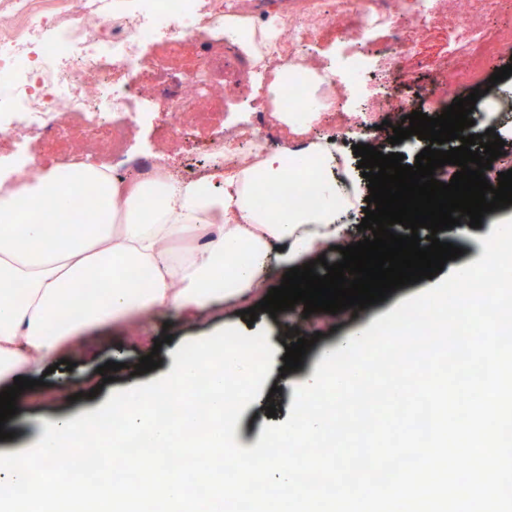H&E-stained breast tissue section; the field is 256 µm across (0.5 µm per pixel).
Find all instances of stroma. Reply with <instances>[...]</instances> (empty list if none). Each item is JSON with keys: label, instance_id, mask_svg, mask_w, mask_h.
<instances>
[{"label": "stroma", "instance_id": "1", "mask_svg": "<svg viewBox=\"0 0 512 512\" xmlns=\"http://www.w3.org/2000/svg\"><path fill=\"white\" fill-rule=\"evenodd\" d=\"M348 38V31L330 25L304 42L301 49L310 56L323 58L340 70L346 65ZM385 42V37L379 31L366 32L360 38L358 48L368 59L370 69L358 102L359 109L342 115L325 113L318 126L319 132L336 137L339 150L347 156L350 167L354 169L355 207L349 213V223L342 226L345 238L353 241L358 238L357 223L364 216L365 199L369 194L367 185L356 172L359 159L353 154L354 145L376 144L377 127L389 118L387 110L381 107L382 102L396 97L405 98L412 101L418 110L432 111L433 105L424 93L425 87L432 83L442 65L453 68L463 66L465 62V47L449 45L447 31L436 28L426 39L416 41L411 50L418 82L408 85L399 82L395 68L390 66L389 55L384 49ZM224 84L227 88L224 107L210 126L186 127L178 140H171L168 136L171 122L169 113L164 111L162 105L148 103L144 109L149 117L136 126L124 158L114 161L110 157L97 155L91 157V164L109 166L119 176L129 175L133 164L143 155L168 164L179 173L203 165L213 139L227 130L261 125L266 111L262 84L257 78L243 77L237 57L228 55L224 58ZM65 151L66 145L60 140L45 141L30 137L19 142L0 137L2 160L26 154L42 166L53 167L60 164ZM510 218L512 205L485 214L481 227L471 229L468 238H457L450 230L438 232L440 241L455 244L463 250L457 259L446 262L445 272L477 261L482 238L491 233L495 224ZM431 285V280L426 278L404 286L390 293L383 302L359 310L357 314L337 315L335 322L330 324L323 323L313 314L304 323H297L296 314L291 310L279 312L274 317L261 312L254 323L249 324L240 317L241 311L246 308L245 302L222 298L208 309H161L132 327L115 325L98 329L87 338L80 355L61 350V358L73 360V369L58 367L46 375L44 385L27 390L17 414L8 421V429L13 436L0 441V452L24 447L46 420L62 416L78 417L96 411L112 393L159 379L173 368L174 353L184 342L203 339L229 326L251 335L258 331L265 332L274 349L272 367L259 396L248 405L235 429L237 443L255 446L265 425H278L288 419L295 386L306 383L316 373L325 350L348 342L360 327L371 326L401 302L429 289ZM299 326L303 327L305 338L313 339L314 344L299 369L285 374L281 371L285 354L283 343L287 335L294 333ZM154 349L159 352L160 367L137 374L136 366L140 358ZM109 361L119 363L120 368L115 373L114 381L107 383L98 369ZM271 405L276 408V415L272 418L267 415V408Z\"/></svg>", "mask_w": 512, "mask_h": 512}]
</instances>
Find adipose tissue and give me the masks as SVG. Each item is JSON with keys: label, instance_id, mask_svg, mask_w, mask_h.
<instances>
[{"label": "adipose tissue", "instance_id": "obj_1", "mask_svg": "<svg viewBox=\"0 0 512 512\" xmlns=\"http://www.w3.org/2000/svg\"><path fill=\"white\" fill-rule=\"evenodd\" d=\"M311 159L328 162L323 138L299 149L262 146L254 160L232 167L214 160L192 182L162 167L125 181L85 162L45 170L19 188L0 177V378L21 368L39 371L61 348L112 322L160 307L204 308L216 296L264 288L273 244H281L279 260L290 266L336 238L343 189L333 181L320 182L322 202L314 209L260 210L252 203L259 185L281 182ZM89 182L111 208L92 217V229L49 237L40 221L45 202H52L57 223H72L69 203ZM19 191L30 202L23 215ZM148 199L156 206L147 214ZM129 266L148 268L149 279L127 278ZM92 281L102 292L89 297L83 290ZM17 283L25 287L20 301Z\"/></svg>", "mask_w": 512, "mask_h": 512}]
</instances>
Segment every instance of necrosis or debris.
Here are the masks:
<instances>
[{
	"instance_id": "1",
	"label": "necrosis or debris",
	"mask_w": 512,
	"mask_h": 512,
	"mask_svg": "<svg viewBox=\"0 0 512 512\" xmlns=\"http://www.w3.org/2000/svg\"><path fill=\"white\" fill-rule=\"evenodd\" d=\"M495 0H292L279 16L282 33L263 63L247 58L254 73L272 78L299 60V43L325 24L349 17H377L388 26L386 49L406 63L411 36L444 24L450 44H465L466 74L479 71L491 54L512 52V33L496 35L483 17ZM16 27L0 33V135L23 138L57 135L69 121L67 140L73 161L99 150L119 157L134 123L141 120L142 98L170 112L172 136H181L184 118L209 123L224 103V23L262 26L259 7L243 9L240 0H0V18ZM199 43L201 69L182 72L161 64L145 71L138 60L152 42Z\"/></svg>"
}]
</instances>
